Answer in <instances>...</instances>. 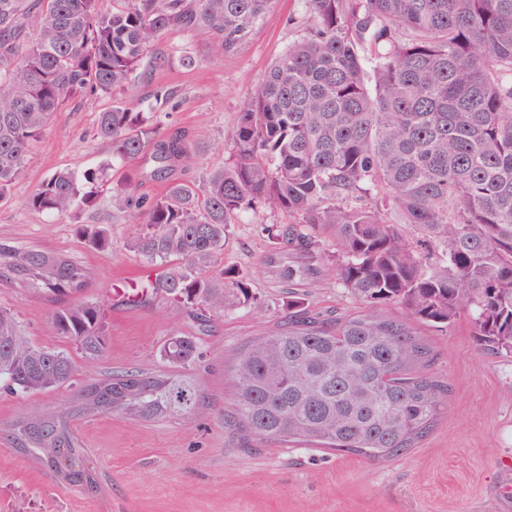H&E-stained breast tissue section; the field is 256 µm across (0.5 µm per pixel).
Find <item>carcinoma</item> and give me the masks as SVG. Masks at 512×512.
<instances>
[{"label":"carcinoma","instance_id":"cac0c4a2","mask_svg":"<svg viewBox=\"0 0 512 512\" xmlns=\"http://www.w3.org/2000/svg\"><path fill=\"white\" fill-rule=\"evenodd\" d=\"M0 0V198L22 174L51 116L79 95L129 86L145 50L171 30L205 35L218 56L238 51L276 0ZM305 34L270 66L242 106L224 168L199 184L174 181L134 203L130 178L112 183V209L137 232L125 247L163 269L146 292L215 316L250 305L244 279L216 269L231 218L269 209L271 226L305 263L282 277L334 275L365 310L326 321L288 304L278 331L247 344L231 369L224 424L254 441L356 452L374 461L414 447L448 400L429 375L430 345L378 309L398 305L416 321L468 319L480 348L512 354V0H303ZM158 91L99 116L112 160L144 154L167 179L190 143L164 137ZM106 169L60 170L30 208L69 215L93 208ZM89 246L111 233L77 225ZM61 302L59 336L93 361L106 350L104 309L88 294V268L62 251L0 239V285ZM172 334L171 367L198 355ZM78 380L64 350L26 334L0 307V390L42 394ZM79 412L158 420L193 413L203 396L186 376L123 371L81 384ZM73 412H33L4 429L22 452L66 483L97 489L93 462L70 427Z\"/></svg>","mask_w":512,"mask_h":512}]
</instances>
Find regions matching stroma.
<instances>
[{
    "label": "stroma",
    "mask_w": 512,
    "mask_h": 512,
    "mask_svg": "<svg viewBox=\"0 0 512 512\" xmlns=\"http://www.w3.org/2000/svg\"><path fill=\"white\" fill-rule=\"evenodd\" d=\"M303 0H277L274 9L237 52L214 56L207 37L170 31L151 44L135 73L132 91L152 100L174 91L161 133L196 142L172 173L196 182L223 167L229 135L244 101L260 85L271 63L304 35ZM86 95L53 116L11 192L0 199V237L39 249L65 252L91 271L90 291L105 312L107 349L87 361L68 339L50 328L48 301L0 286V306L20 312L37 343L66 351L81 381L105 379L126 370L166 369L161 349L175 332L197 337L200 357L186 371L206 398L198 412L146 422L120 414L83 417L73 423L99 475L98 492L63 483L34 459L13 448L2 427L33 410L73 400V389L38 395L0 393V512H512V356L480 349L467 320L426 327L422 334L435 359L430 374L448 383V407L429 434L408 452L375 463L364 456L281 442L246 447L224 424L231 391L226 369L249 340L277 331L289 301L322 316L360 310V302L335 278L319 273L317 285L285 283L283 267L299 265L301 254L279 248L266 227L280 213H240L229 225L216 264L245 276L250 308L212 321L199 332L189 309L157 296L130 305L122 289L139 283L147 265L124 246L134 232L102 187L96 207L78 217L50 216L26 201L53 173L76 175L111 162L98 134V116L127 96ZM102 225L112 246L90 248L76 224Z\"/></svg>",
    "instance_id": "stroma-1"
}]
</instances>
